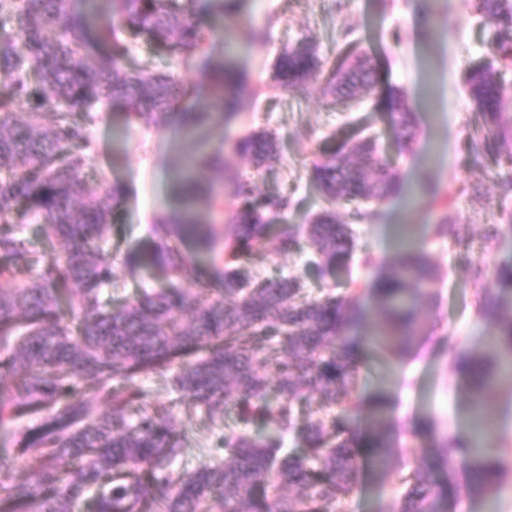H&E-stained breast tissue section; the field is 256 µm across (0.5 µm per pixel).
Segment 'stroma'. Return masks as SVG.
<instances>
[{"instance_id": "obj_1", "label": "stroma", "mask_w": 512, "mask_h": 512, "mask_svg": "<svg viewBox=\"0 0 512 512\" xmlns=\"http://www.w3.org/2000/svg\"><path fill=\"white\" fill-rule=\"evenodd\" d=\"M243 0L238 14L203 16L205 25L222 32L217 59L230 60L242 75L247 90L233 117L212 115L205 128L207 144L222 147L225 135L245 136L259 129L279 135V154L255 169L241 156L228 158L224 173V221L232 223L238 208L232 183L251 179L261 194H285L292 207L288 221L305 223L320 210L322 198L310 177L312 164L349 138V120L369 126L400 183L397 194L375 207L368 223L357 225L360 247L371 251L377 265L367 268L359 258L348 266L324 274L309 270V245L284 252L277 239H268L262 260L253 273L260 280L304 275L306 288L318 296L330 288L355 287L363 307L361 319L346 336L362 349L358 363L357 396L367 399L375 390L392 394L394 406L388 422L397 432L393 468L382 472L363 460L356 491L336 506V512H392L400 487L396 473L414 468L418 441L412 435L414 420L422 415L437 419L441 429L468 435L470 406L467 394L448 359V343L455 340L478 352L485 351L492 333L476 313V289L467 277L470 260L484 257L489 268L512 265V223L502 217L512 212V191H504L492 158L501 147L496 136L473 141L477 115L467 94L470 69L487 55L488 34L471 12L469 0H434L431 14H423L418 0ZM262 28L264 41L252 37ZM369 53L376 87L354 109L336 104L326 91L328 69L345 56L349 44ZM316 46L325 65L292 93L274 89L273 75L282 47ZM169 73L176 82L194 86L196 104L207 107L209 79L178 53H155L151 43L139 40L130 47L125 65L143 62ZM401 90L412 109L416 135L411 142L398 140L390 127L391 93ZM97 151L88 188L99 179L119 182L124 199L114 212L105 247L123 255L150 252L156 242L154 224L168 213L171 192L183 159L194 152L191 138L142 124L126 125L124 111L112 105L99 109L91 128ZM469 225L468 247L439 239L427 250L442 279L437 299L420 307V333L409 355L389 364L372 346L378 326L377 304L370 283L380 268L392 265L400 252L402 228L419 234L424 225L441 219ZM500 227L492 245H484L488 225ZM167 277L156 267H144L126 277L118 287L103 289L106 302L116 305L142 291L159 290ZM150 400L173 409L190 437L182 466L193 470L218 452L220 428L201 413L174 403L167 375L154 374L143 382ZM448 494L438 512H488L487 502L475 499L462 473L439 475Z\"/></svg>"}]
</instances>
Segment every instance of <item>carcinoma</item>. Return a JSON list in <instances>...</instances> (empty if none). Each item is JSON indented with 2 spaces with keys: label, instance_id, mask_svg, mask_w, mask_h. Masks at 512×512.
<instances>
[{
  "label": "carcinoma",
  "instance_id": "carcinoma-1",
  "mask_svg": "<svg viewBox=\"0 0 512 512\" xmlns=\"http://www.w3.org/2000/svg\"><path fill=\"white\" fill-rule=\"evenodd\" d=\"M112 11L94 20L71 10L70 0H0V72L11 76L0 87V430L21 423L15 448L0 455V486L7 490L0 512H75L89 499L92 512H335L336 503L357 486L360 449L373 466L388 470L395 447L387 424L390 397L371 399L364 431L350 424L359 407L358 370L353 346L343 336L359 318L354 292L321 297L305 294L297 276L257 281L250 266L263 254L271 225L279 226V247L290 252L305 237L317 264L331 268L355 250L352 225L367 212L355 207L348 221L336 218L341 202L380 204L396 179L369 136L349 138L348 152L337 149L315 162L312 175L323 209L310 224H290L289 199L258 194L238 179L233 192L239 208L223 226L194 213L195 199L207 189L209 210H223L224 153L202 151L182 173L183 201L169 224L203 253L223 239L224 276L212 281L202 267L159 245L148 256L119 259L103 248L114 208L123 200L117 182L76 198L86 182L94 141L90 127L98 106L116 100L128 119L162 129L178 101L194 94L173 77L147 67H125L129 48L116 37H144L160 53L177 52L211 78L212 105L228 117L236 112L242 84L238 72L213 55L216 33L200 13L233 15L242 0H107ZM474 10L493 31L494 60L474 67L467 79L473 108L483 128L507 147L498 152L503 186L512 188V127L504 125L505 93L501 67L512 68V0H474ZM111 45L88 57L91 38ZM322 63L312 47H283L276 66L280 88L298 90ZM367 60L352 50L329 73V90L354 99L375 87ZM55 102L51 122L47 104ZM25 105L18 113L17 104ZM393 112L405 139L413 136L412 113L401 95ZM209 117L187 107L180 126L200 128ZM224 146L262 166L280 148L269 132L224 141ZM40 223L50 251L31 258L25 225ZM426 233L464 242L461 224H426ZM62 241L66 251H55ZM160 265L169 285L106 308L101 287L131 267ZM477 287L480 316L493 322L488 349L476 352L451 343L448 355L466 385L473 434L465 439L439 430L437 420L420 417L421 464L401 477L404 487L396 512H436L443 495L438 471L462 470L470 493L491 496L509 473V442L495 437L494 388L512 376V265L497 269L498 287L487 288L488 267L469 269ZM438 271L422 248L404 251L373 283L381 317L373 343L389 358L406 354L415 340L416 302L432 301ZM197 284L211 294L203 305L178 286ZM172 371L170 391L216 423L233 413L242 424L261 421L273 435L242 432L221 437L224 455L192 472L182 468L189 445L172 413L146 399L143 377ZM90 385L109 402L77 392ZM318 396L321 408L310 402ZM297 433L299 448L284 447Z\"/></svg>",
  "mask_w": 512,
  "mask_h": 512
}]
</instances>
